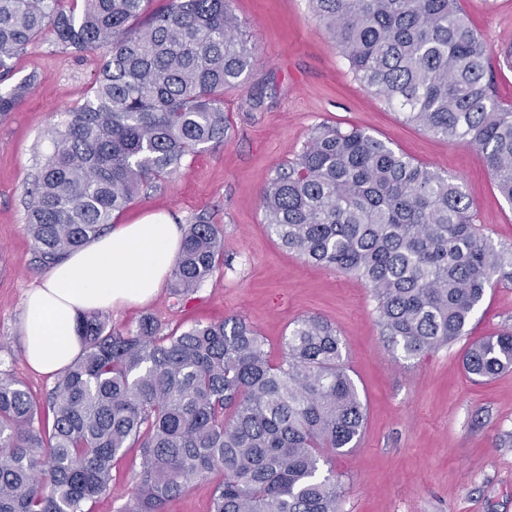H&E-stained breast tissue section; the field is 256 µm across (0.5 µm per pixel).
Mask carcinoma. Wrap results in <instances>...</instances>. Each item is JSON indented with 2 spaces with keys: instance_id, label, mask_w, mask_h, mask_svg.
<instances>
[{
  "instance_id": "cac0c4a2",
  "label": "carcinoma",
  "mask_w": 512,
  "mask_h": 512,
  "mask_svg": "<svg viewBox=\"0 0 512 512\" xmlns=\"http://www.w3.org/2000/svg\"><path fill=\"white\" fill-rule=\"evenodd\" d=\"M145 2L0 0V85L46 31L75 55L103 51L92 97L51 127L53 152L27 191L37 269L103 233L143 188L227 134L224 90L241 85L255 52L230 0H167L143 21ZM310 8L356 80L406 122L481 150L512 203V104L494 94L487 44L461 0ZM34 84L0 91V117ZM261 205L283 248L368 284L381 335L407 357L457 340L487 290L512 282V246L474 223L462 186L359 128L314 127L265 183ZM222 256L218 225H187L172 295L193 294ZM77 331L82 356L43 403L0 376V512H90L132 448L138 493L122 512H163L214 473L210 512H340L342 483L320 462L351 448L365 413L336 327L296 321L276 362L238 316L179 333L145 317L117 333L93 314ZM463 365L476 378L512 369V333L470 345Z\"/></svg>"
}]
</instances>
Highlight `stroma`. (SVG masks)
Here are the masks:
<instances>
[{
  "mask_svg": "<svg viewBox=\"0 0 512 512\" xmlns=\"http://www.w3.org/2000/svg\"><path fill=\"white\" fill-rule=\"evenodd\" d=\"M471 26L486 39L498 99L512 102V0H461ZM256 59L240 88L224 93L228 133L220 144L187 154L180 169L145 190L117 221L151 212L179 226L197 217L221 226L219 269L196 293L177 300L161 288L145 306L106 311L114 331L150 316L166 329L245 318L272 359L295 321L317 315L336 325L343 357L367 412L355 448L327 466L344 486L342 512H512V369L480 381L464 371L474 342L512 331V282L488 290L463 336L414 358L390 350L376 322L372 291L351 274L302 262L283 249L265 223L264 183L293 160L311 129L328 122L358 127L461 183L475 220L495 243L512 245V204L497 191L485 157L407 123L356 81L308 0H232ZM99 53L76 56L40 37L16 60V79L36 75L32 91L0 119V371L45 398L54 377L30 370L20 323L24 296L42 273L33 265L26 191L52 150L47 134L63 112L84 104ZM141 458L130 450L116 464L111 493L92 512H121L137 494Z\"/></svg>",
  "mask_w": 512,
  "mask_h": 512,
  "instance_id": "obj_1",
  "label": "stroma"
}]
</instances>
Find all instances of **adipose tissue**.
Here are the masks:
<instances>
[{
    "instance_id": "1",
    "label": "adipose tissue",
    "mask_w": 512,
    "mask_h": 512,
    "mask_svg": "<svg viewBox=\"0 0 512 512\" xmlns=\"http://www.w3.org/2000/svg\"><path fill=\"white\" fill-rule=\"evenodd\" d=\"M181 247L178 224L167 215L151 214L114 225L49 268L24 298L20 330L29 367L55 374L71 365L84 347L78 319L94 310L152 301Z\"/></svg>"
}]
</instances>
